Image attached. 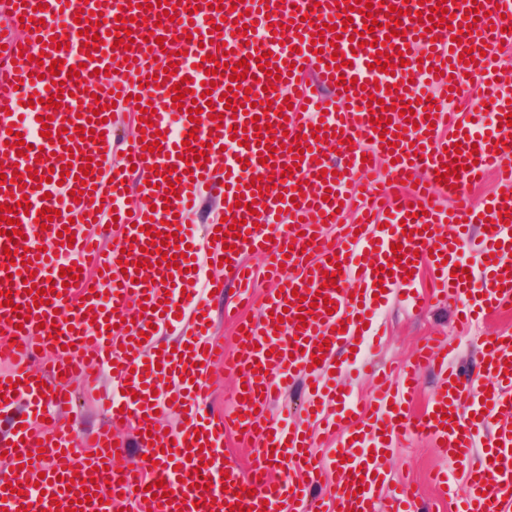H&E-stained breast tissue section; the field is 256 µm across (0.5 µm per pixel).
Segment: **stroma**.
Returning a JSON list of instances; mask_svg holds the SVG:
<instances>
[{
	"label": "stroma",
	"instance_id": "stroma-1",
	"mask_svg": "<svg viewBox=\"0 0 512 512\" xmlns=\"http://www.w3.org/2000/svg\"><path fill=\"white\" fill-rule=\"evenodd\" d=\"M457 305L450 298H429L419 301L412 287L393 289L377 306L368 326L351 336L342 355L347 365L337 369L334 376L336 393L320 400L311 396L304 381L298 380L288 390L273 398L266 407L267 419L280 427H299L308 432L314 453L325 461L320 483L313 487V494L333 491L336 487V451L339 442L322 434L319 418L335 417L339 408L348 405L365 406L375 394L372 378L358 373V364L370 362L376 367L405 360L417 342L426 335L443 337L451 366L479 374L482 368L479 354L480 336L502 331L512 332V313L488 312L472 325H465L456 318ZM98 382L83 385L74 379L75 400L70 414L76 418V440H83L87 431L107 420L99 393L117 391L112 378V368L97 364ZM385 477L380 483L379 507L388 512L390 493L404 479L411 480L410 492L416 498L418 512L430 504H438L439 512H454L453 499L440 500L439 492L430 480L432 471L445 466L441 448L428 439L392 441L388 454L380 459Z\"/></svg>",
	"mask_w": 512,
	"mask_h": 512
}]
</instances>
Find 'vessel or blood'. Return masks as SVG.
Returning a JSON list of instances; mask_svg holds the SVG:
<instances>
[{
  "label": "vessel or blood",
  "mask_w": 512,
  "mask_h": 512,
  "mask_svg": "<svg viewBox=\"0 0 512 512\" xmlns=\"http://www.w3.org/2000/svg\"><path fill=\"white\" fill-rule=\"evenodd\" d=\"M235 0H168L172 13L158 7L157 0H0L9 25L0 35V154L16 161L0 170V205H16L28 198L32 211L17 214L21 240L10 243L0 220V291L10 292L12 306H0V356L9 368L0 372V412L12 414L11 428L0 437V453H6L7 471L0 473V508L7 512H278L282 504H309L321 512L320 502L309 492L323 465L310 452L309 438L300 429L282 430L269 425L263 414L274 392L287 389L296 378H316L314 356L321 344L337 352L347 331L360 326L361 316L374 305L375 283L391 288L408 279L410 271L429 268L434 292L455 299L465 321L494 309H512V226L503 212L512 213V127L506 116L512 103L499 93L495 57L503 45L512 44V0H447L445 27H425L419 19L430 16L438 0H372L371 15L350 11L346 0H250L248 9L236 8ZM402 12L389 18L390 7ZM478 9V22L467 23L465 12ZM98 13V20L77 21L80 11ZM128 19V29L117 26ZM223 25V40H215L216 25ZM253 33L240 35L243 25ZM328 32H320V25ZM346 26L347 36L335 39L332 30ZM96 29L103 44L83 53L79 29ZM131 34V47L120 38ZM365 46H356V36ZM322 46H315V39ZM477 51L476 63H466L462 52ZM350 56L349 66L332 68L331 55ZM388 53L390 65L377 70L379 53ZM166 55L176 73L163 77L162 67L152 57ZM225 58L229 66L239 60L248 64L242 94L226 100L231 82L221 73L206 74L203 56ZM268 56L280 78L270 81L257 59ZM80 66L79 76L56 85L49 73L52 61ZM313 76L315 88L294 94L302 75ZM189 78L193 99L201 110L199 124L189 120L187 108L175 107L173 87ZM474 78L487 98L493 99L489 132H471L460 127L451 136L439 130L449 118L447 99L464 95L467 78ZM213 90H206L205 79ZM351 87L339 86V79ZM149 84L141 93V84ZM108 85L105 109L91 113L84 105L59 111L45 101L58 91L80 93ZM135 95V109L152 106L150 122H137L145 133L135 141L129 157L120 164L110 161L114 137L109 103L117 95ZM33 101L21 123L4 121L6 110L22 109ZM270 108H263V101ZM290 110H283V103ZM409 103L412 121L398 109ZM323 115L324 128L312 132L307 114ZM222 122H215V115ZM48 124H41V117ZM259 117L272 124L269 133L246 128L248 118ZM390 121L392 140L381 139L371 121ZM90 125L105 136L98 144L79 137L49 142L41 129L60 132L65 125ZM21 132L29 149L17 155L9 146L10 129ZM245 129L247 144L234 139L235 129ZM289 134V152H281L279 138ZM352 145H345V138ZM160 150H153V142ZM337 145L342 157L334 159L327 145ZM422 153H415V146ZM205 149L207 162H184L188 149ZM392 158L388 175H380L379 156ZM71 165L66 175L58 170L63 160ZM457 163L462 167L455 185L438 181L436 170ZM89 166L85 180H78L82 166ZM37 175L27 176L29 167ZM292 176H284L285 168ZM495 171L500 192L472 201L465 188L486 171ZM424 173L411 199L397 197L396 187L408 176ZM20 181H13V174ZM140 177V201L135 212L125 204L126 180ZM271 177L273 189L259 192L257 177ZM350 183L362 184L360 192L347 193ZM174 199H167V189ZM82 190L74 199V190ZM224 200L222 216L240 220L239 237L232 250L207 229L203 238L188 232L189 215L196 200L205 194ZM448 196L451 207L441 206ZM356 207L359 222L346 225L339 207ZM57 210L53 221L43 222L42 208ZM78 210V223H70L71 210ZM112 210L122 232L123 247L102 251L88 228L103 221V210ZM480 226L475 261L481 280L453 273L458 251L468 238L469 224ZM337 225L335 237L325 236L323 225ZM167 235L162 252H150L146 227ZM69 236H62V229ZM188 246L178 258L177 269L161 265L163 255H176V237ZM208 240L211 261L222 262L226 278L237 282L235 303L226 304L232 314L236 304L249 303L254 271L245 264L246 254L264 255L266 273L278 288L264 294L261 317L240 320L232 356L224 344L209 333L208 313L195 307L198 329L187 337V350L163 349L154 354L162 370L182 377V391L165 402H147L144 386L152 374L143 358L141 342L153 329L169 320L167 305L194 293L198 274L192 266L200 240ZM52 242L49 250L41 242ZM401 244L400 253L392 245ZM150 274L137 281V268ZM79 272L77 284L64 285L61 269ZM359 269L362 287L351 294L345 274ZM334 274L336 284L324 287L325 274ZM50 292L41 303L39 289ZM325 294L335 305L327 312L317 301ZM145 301L142 317L126 325L129 300ZM29 312L20 321L18 309ZM441 340L428 337L407 364L397 371L399 394L382 390L367 421L340 424L346 461L336 475L331 512H377L375 495L377 466L355 456V449L384 437L424 436L439 443L448 459L456 460L469 478V494L457 512H512V426L503 424V414L512 411V334L486 338L485 372L469 377L449 368L437 357ZM50 354L54 365L40 375L33 369L38 352ZM111 364L113 379L125 384L129 396L112 403L113 421L135 426L148 446L149 465L127 468L118 454L116 438L101 429L87 438L91 454L78 452L70 436L74 430L68 416H53L48 432L37 430L18 418L20 407L41 409L45 402L66 404L67 385L89 359ZM223 361L237 375L240 388L232 415L215 414L208 406L205 364ZM433 369L450 380L449 390L436 394L423 418L405 413L402 396L423 370ZM170 409L184 412L183 433H166L161 415ZM493 428L481 458H474L475 438ZM245 430L261 447L262 462L242 472L226 460L222 442L225 431ZM200 444L187 448L191 439ZM43 447L49 460L45 468L20 463V455ZM287 466L288 475L273 478L272 464ZM163 481L166 497L148 499L144 489ZM39 493H31V486Z\"/></svg>",
  "instance_id": "1"
}]
</instances>
